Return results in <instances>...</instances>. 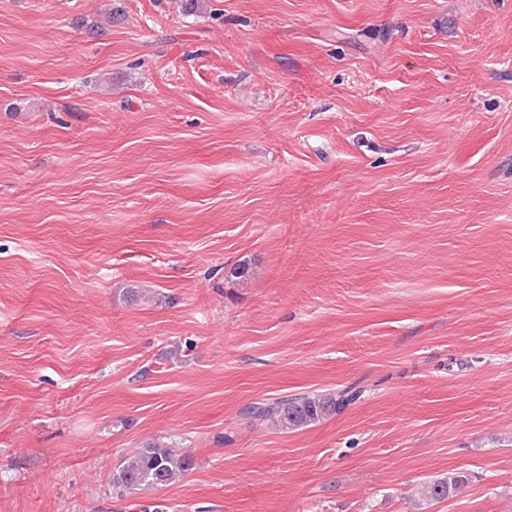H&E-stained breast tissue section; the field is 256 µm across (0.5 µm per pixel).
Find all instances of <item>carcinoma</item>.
<instances>
[{
	"label": "carcinoma",
	"instance_id": "1",
	"mask_svg": "<svg viewBox=\"0 0 512 512\" xmlns=\"http://www.w3.org/2000/svg\"><path fill=\"white\" fill-rule=\"evenodd\" d=\"M362 396L355 386H340L307 394H298L259 401L246 409V414L258 420H270L284 430H294L327 420L354 404ZM190 456L174 448L148 443L125 457L112 473V486L129 492H149L170 485L192 469ZM470 482L465 472L450 473L445 478L421 484V500H445Z\"/></svg>",
	"mask_w": 512,
	"mask_h": 512
}]
</instances>
